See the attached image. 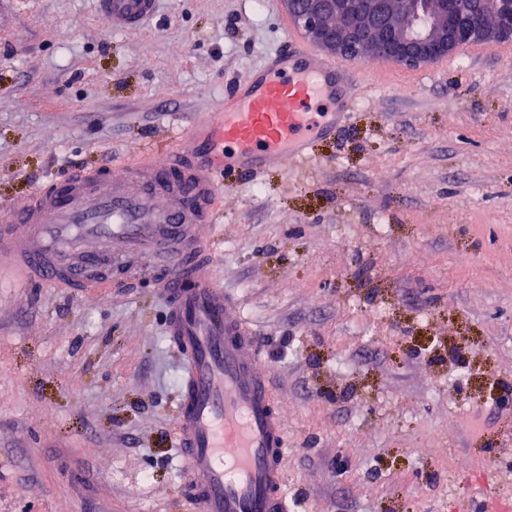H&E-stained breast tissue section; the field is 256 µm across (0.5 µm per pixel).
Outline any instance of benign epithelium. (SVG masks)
I'll return each mask as SVG.
<instances>
[{
	"label": "benign epithelium",
	"instance_id": "obj_1",
	"mask_svg": "<svg viewBox=\"0 0 512 512\" xmlns=\"http://www.w3.org/2000/svg\"><path fill=\"white\" fill-rule=\"evenodd\" d=\"M289 18L325 52L351 60L383 58L412 69L472 44L512 42L508 20H470L480 0H282Z\"/></svg>",
	"mask_w": 512,
	"mask_h": 512
}]
</instances>
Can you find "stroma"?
Wrapping results in <instances>:
<instances>
[{
	"instance_id": "stroma-1",
	"label": "stroma",
	"mask_w": 512,
	"mask_h": 512,
	"mask_svg": "<svg viewBox=\"0 0 512 512\" xmlns=\"http://www.w3.org/2000/svg\"><path fill=\"white\" fill-rule=\"evenodd\" d=\"M285 15L281 0H161L146 29L115 32L92 0H0V211L162 156L287 39ZM360 68L350 122L312 161L224 193L219 274L264 352L297 512H498L512 54ZM165 314L151 282L78 296L0 254V512H196Z\"/></svg>"
}]
</instances>
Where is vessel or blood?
I'll list each match as a JSON object with an SVG mask.
<instances>
[{
  "instance_id": "vessel-or-blood-1",
  "label": "vessel or blood",
  "mask_w": 512,
  "mask_h": 512,
  "mask_svg": "<svg viewBox=\"0 0 512 512\" xmlns=\"http://www.w3.org/2000/svg\"><path fill=\"white\" fill-rule=\"evenodd\" d=\"M157 2L95 0V10L108 28L132 31ZM357 83L350 64L290 45L191 124L185 137L210 146L206 162L176 145L161 160L145 153L53 180L0 215V250L29 279L83 295L105 287L97 273L109 257L117 284L132 267L157 282L164 332L183 363L177 448L200 512H291L288 439L269 371L218 275L220 199L235 177L309 162L313 143L350 120Z\"/></svg>"
}]
</instances>
